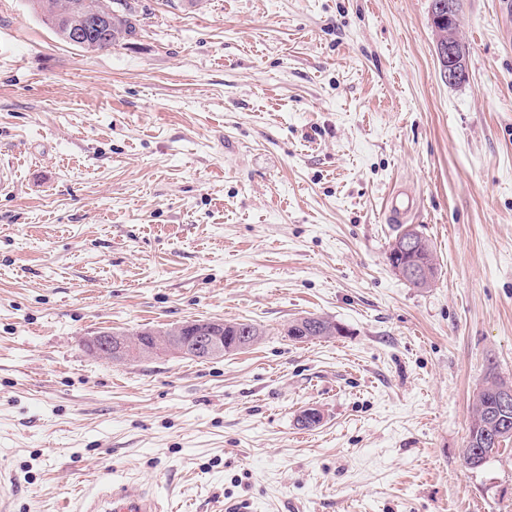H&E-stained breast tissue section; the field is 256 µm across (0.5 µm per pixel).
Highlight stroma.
<instances>
[{
  "label": "stroma",
  "mask_w": 512,
  "mask_h": 512,
  "mask_svg": "<svg viewBox=\"0 0 512 512\" xmlns=\"http://www.w3.org/2000/svg\"><path fill=\"white\" fill-rule=\"evenodd\" d=\"M88 52L0 0V461L11 512L108 482L162 512H512V444L463 457L512 379V0H140ZM415 210L391 220V191ZM412 227L427 288L386 252ZM322 316L342 334L299 342ZM265 331L218 360L94 359L103 330ZM309 407L316 427L298 425ZM443 1L446 0H433L431 7L429 3V8H431L440 75L448 85H451L466 75V57L456 44L458 36L455 32L458 29H448V17L453 8L452 0H448L447 7ZM416 231V230H415ZM417 232V231H416ZM420 236L422 242H423V249L425 252V257L428 260V270L426 266L423 264V262L418 260H411L402 264H399L396 268H393L396 273H398L400 276H403L402 278L408 282L411 286L415 288H426L430 284L426 281H419L416 279H407L404 277H420L422 275H428L431 282L436 278V275L438 273V267H437V260L436 256L433 252V249L431 248L428 240L423 237L419 232H417ZM503 389L512 390V381L502 378L495 370H491L485 377L482 386L474 395L473 421L464 449V460H466L467 463L469 457L482 458L483 455H485L491 458L499 454L502 449H506L500 447V441L495 444V442L485 441L480 434L476 435L474 430L476 418L484 421L489 412L494 414L499 418V422L503 428L500 436L504 438V444L507 445L512 441V405L505 409L497 401Z\"/></svg>",
  "instance_id": "stroma-1"
}]
</instances>
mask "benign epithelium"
Instances as JSON below:
<instances>
[{
  "label": "benign epithelium",
  "mask_w": 512,
  "mask_h": 512,
  "mask_svg": "<svg viewBox=\"0 0 512 512\" xmlns=\"http://www.w3.org/2000/svg\"><path fill=\"white\" fill-rule=\"evenodd\" d=\"M452 4L432 0L431 17L436 42L441 77L448 84L466 75V57L456 44L458 36L448 28ZM56 23L58 37L66 43L83 45L91 31H112V7L104 0H84L80 12L57 3L47 10ZM422 251V244L415 234L408 235L394 246L396 256H414ZM394 271L403 277H420L428 274L423 262L411 260L398 265ZM258 340L256 336L224 338V324L208 321H190L165 330L152 331L147 336H128L116 331H102L85 342V349L94 358L125 362L151 357L180 354L198 360H213L224 354L243 350Z\"/></svg>",
  "instance_id": "7a95c632"
}]
</instances>
